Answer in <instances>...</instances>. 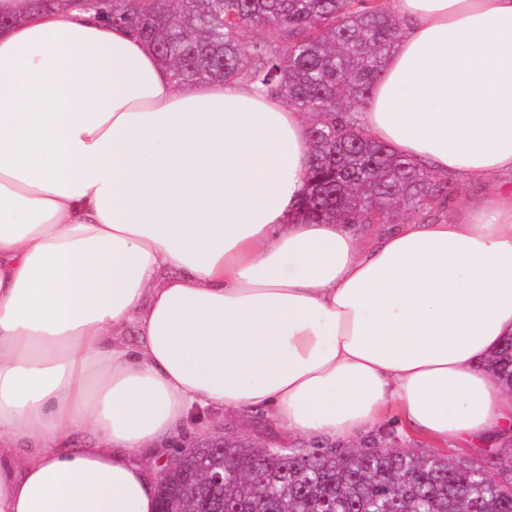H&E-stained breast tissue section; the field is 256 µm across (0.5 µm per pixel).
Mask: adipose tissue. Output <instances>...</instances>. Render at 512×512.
Returning a JSON list of instances; mask_svg holds the SVG:
<instances>
[{
  "label": "adipose tissue",
  "instance_id": "adipose-tissue-1",
  "mask_svg": "<svg viewBox=\"0 0 512 512\" xmlns=\"http://www.w3.org/2000/svg\"><path fill=\"white\" fill-rule=\"evenodd\" d=\"M392 4L361 125L488 191L364 235L297 213L307 113L175 84L83 8L0 0V512H156L142 458L196 404L331 442L512 429L487 371L512 334V0Z\"/></svg>",
  "mask_w": 512,
  "mask_h": 512
}]
</instances>
